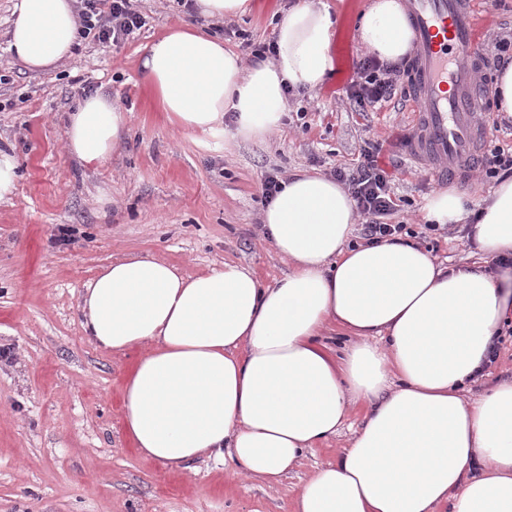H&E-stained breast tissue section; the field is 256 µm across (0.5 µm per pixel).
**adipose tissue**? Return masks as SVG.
Masks as SVG:
<instances>
[{"label": "adipose tissue", "mask_w": 512, "mask_h": 512, "mask_svg": "<svg viewBox=\"0 0 512 512\" xmlns=\"http://www.w3.org/2000/svg\"><path fill=\"white\" fill-rule=\"evenodd\" d=\"M15 11L9 49L26 69L72 57L73 0H17ZM334 25L321 0H301L275 27L274 62L248 67L223 40L178 23L140 59L139 82L184 135L263 139L281 126L288 89L324 83ZM357 38L382 61L405 58L413 36L401 0H371ZM127 124L111 95L86 94L67 115L64 149L103 165ZM467 203L461 191L437 192L425 218L459 223ZM263 221L289 263L275 284L234 263L184 276L142 255L86 283L87 338L140 352L122 388L133 448L171 469L229 456L241 476L271 485L362 402L351 446L309 477L294 512H436L445 502L452 512H512V382L461 397L512 322V272L442 267L401 242L350 246L352 200L318 174L283 182ZM473 236L485 256H512V178L481 205ZM332 326L351 339L343 351L322 340Z\"/></svg>", "instance_id": "ef3b65f1"}]
</instances>
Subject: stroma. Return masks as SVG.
<instances>
[{
    "mask_svg": "<svg viewBox=\"0 0 512 512\" xmlns=\"http://www.w3.org/2000/svg\"><path fill=\"white\" fill-rule=\"evenodd\" d=\"M253 2L248 14L205 23L246 58L244 39L274 40L279 14L297 0ZM325 2L336 22L325 84L291 96L275 135L219 143L178 133L139 82L145 47L170 26L194 22L183 0H138L145 27L114 47L81 43L48 73L27 71L9 51L16 0H0V147L12 148L20 164L14 196L0 202V348L13 353L0 360V512H293L304 481L348 447L364 406L275 486L241 480L230 462L202 458L172 470L144 458L125 435L121 404L136 355L90 343L79 309L101 267L132 254L187 275L235 262L275 283L288 263L261 230L262 176H328L357 162L364 139L386 144L412 126L411 101L361 112L346 95L365 54L356 26L370 0ZM95 90L128 110V132L107 164L86 168L65 153L64 126L68 110ZM441 188L403 160L392 223H424L425 201ZM420 245L451 267L486 264L474 241L457 233ZM504 381H512V335L464 397Z\"/></svg>",
    "mask_w": 512,
    "mask_h": 512,
    "instance_id": "obj_1",
    "label": "stroma"
}]
</instances>
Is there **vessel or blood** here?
I'll use <instances>...</instances> for the list:
<instances>
[{"label":"vessel or blood","instance_id":"obj_1","mask_svg":"<svg viewBox=\"0 0 512 512\" xmlns=\"http://www.w3.org/2000/svg\"><path fill=\"white\" fill-rule=\"evenodd\" d=\"M416 52L406 91L416 123L405 152L438 179H461L462 164L477 158L486 128L482 103L480 0H406Z\"/></svg>","mask_w":512,"mask_h":512}]
</instances>
